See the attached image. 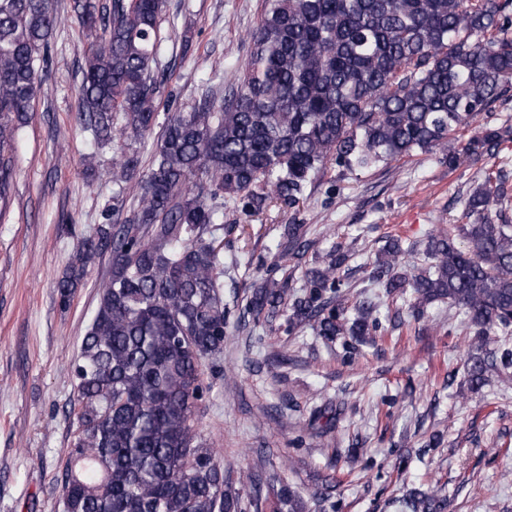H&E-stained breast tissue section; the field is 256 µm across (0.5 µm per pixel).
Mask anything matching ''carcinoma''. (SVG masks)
I'll return each mask as SVG.
<instances>
[{"mask_svg": "<svg viewBox=\"0 0 512 512\" xmlns=\"http://www.w3.org/2000/svg\"><path fill=\"white\" fill-rule=\"evenodd\" d=\"M89 44L80 89L81 129L97 147L112 142L115 117L131 142L150 134L167 81L160 67L164 0H73ZM56 27L54 0H0V209L13 172V144L43 87L37 54ZM512 78V0H263L236 84L211 88L171 115L151 167L115 162L112 211L57 282L68 308L94 259L110 252L107 277L70 371L73 440L61 473L65 512H243L224 481L218 452L201 436L197 411L210 386L203 360L224 349V263L204 234L224 224V204L259 211L274 199L299 203L326 163L351 170L440 152L455 169L508 141L509 130L469 128L503 98ZM507 195L493 174L470 195L471 224L432 233L422 263L387 238L368 280L386 296L410 295L412 308L446 302L465 315L473 350L469 387L497 365L491 337L512 332V224ZM280 267L300 266L312 248L302 224L284 225ZM349 252L314 257L301 292L290 296L289 327L312 323L328 342L357 341L383 327L377 303L363 298L355 316L337 303ZM288 283H265L247 311L258 321L279 310ZM273 512H309L287 485L269 484ZM408 512H439L433 495L404 499Z\"/></svg>", "mask_w": 512, "mask_h": 512, "instance_id": "cac0c4a2", "label": "carcinoma"}]
</instances>
